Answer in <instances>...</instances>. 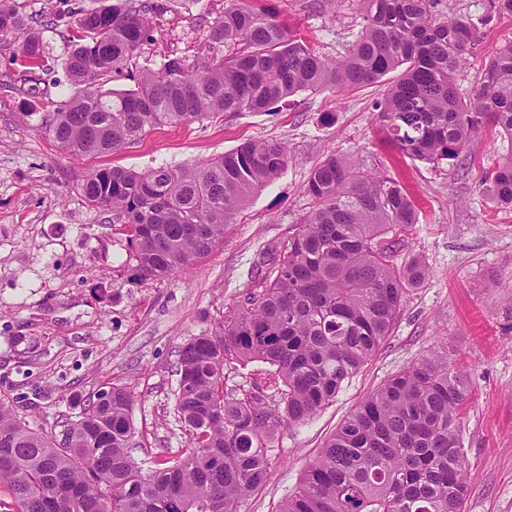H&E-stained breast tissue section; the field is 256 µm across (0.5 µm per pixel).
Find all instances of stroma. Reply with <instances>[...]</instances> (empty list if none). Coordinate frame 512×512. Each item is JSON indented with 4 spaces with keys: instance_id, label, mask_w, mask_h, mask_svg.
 Returning <instances> with one entry per match:
<instances>
[{
    "instance_id": "35a3bbf8",
    "label": "stroma",
    "mask_w": 512,
    "mask_h": 512,
    "mask_svg": "<svg viewBox=\"0 0 512 512\" xmlns=\"http://www.w3.org/2000/svg\"><path fill=\"white\" fill-rule=\"evenodd\" d=\"M152 15L153 40L135 64L106 77L107 90L133 88L141 68L176 60L210 62L209 27L228 0H164ZM276 13L321 57L338 59L364 29L366 0H248ZM103 0H16L32 19L47 61L63 58L74 11ZM512 40V14L480 27L458 74L471 95L485 65ZM26 70L16 45L0 41V400L37 431H62L84 401L109 386L135 396L130 454L140 463L181 451L187 435L175 411L178 352L214 329L254 285L265 251L288 239L316 209L311 171L330 156L355 161L398 182L417 222L392 239L393 260H417L427 274L408 288L388 336L336 399L307 423L280 430L264 482L242 512H278L308 464L368 395L424 356L446 357L463 373L470 398L461 413L467 460L466 512H512V208L483 178L512 157V140L483 126L451 162L401 152L374 111L396 73L354 88L304 91L268 112L212 115L163 126L140 142L79 160L64 155L41 116L67 96L46 81L37 99L20 94ZM288 149L282 175L235 215L224 241L187 272L162 281L132 276L122 226L91 205L79 185L103 168L180 167L218 157L246 140ZM265 387L268 365L224 369V387Z\"/></svg>"
}]
</instances>
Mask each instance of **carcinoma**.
Listing matches in <instances>:
<instances>
[{
	"label": "carcinoma",
	"mask_w": 512,
	"mask_h": 512,
	"mask_svg": "<svg viewBox=\"0 0 512 512\" xmlns=\"http://www.w3.org/2000/svg\"><path fill=\"white\" fill-rule=\"evenodd\" d=\"M364 31L335 62L317 55L276 16L230 0L209 40L224 48L196 73L177 60L144 69L134 88L101 90L150 37L158 0H117L77 11L63 61L74 90L41 118L66 155L80 158L133 145L151 130L216 113L264 112L302 91L346 88L402 70L377 105L384 129L410 157L454 160L485 124L512 137V41L486 65L464 100L456 83L474 43L470 18L435 14L436 0H368ZM512 14L489 0L485 21ZM44 60L39 34L13 0H0V40ZM288 163L286 147L245 141L223 156L180 168L98 169L83 197L126 229L134 278L162 281L224 242L251 196ZM512 207V158L488 178ZM318 207L275 247L273 265L214 331L180 350L176 412L189 437L173 464L145 474L129 455L135 396L109 387L58 439L30 429L0 401V485L5 512H241L264 481L271 438L310 420L336 399L388 335L406 288L423 275L399 270L387 235L416 223L395 181L330 156L309 177ZM261 362L282 387L224 390V368ZM466 379L448 359L427 356L395 375L351 413L304 472L281 512H465L467 463L459 416Z\"/></svg>",
	"instance_id": "1"
}]
</instances>
